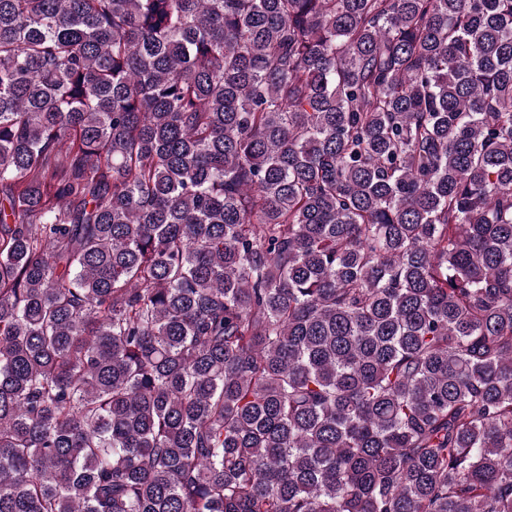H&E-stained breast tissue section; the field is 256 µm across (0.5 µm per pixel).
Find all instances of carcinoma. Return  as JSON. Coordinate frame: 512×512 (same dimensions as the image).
Masks as SVG:
<instances>
[{
  "instance_id": "1",
  "label": "carcinoma",
  "mask_w": 512,
  "mask_h": 512,
  "mask_svg": "<svg viewBox=\"0 0 512 512\" xmlns=\"http://www.w3.org/2000/svg\"><path fill=\"white\" fill-rule=\"evenodd\" d=\"M0 512H512V0H0Z\"/></svg>"
}]
</instances>
